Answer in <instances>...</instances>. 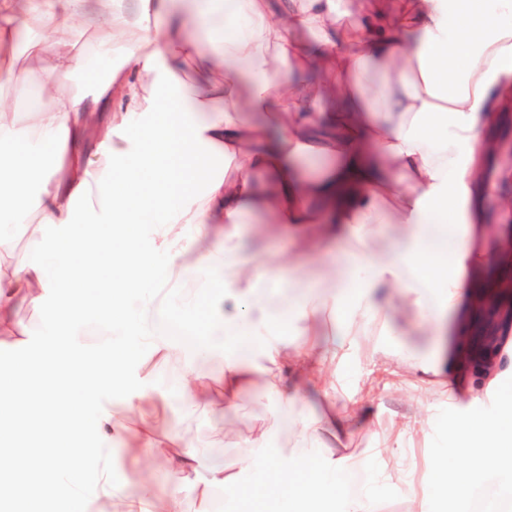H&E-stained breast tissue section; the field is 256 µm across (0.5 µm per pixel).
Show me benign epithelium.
Returning a JSON list of instances; mask_svg holds the SVG:
<instances>
[{
  "label": "benign epithelium",
  "mask_w": 512,
  "mask_h": 512,
  "mask_svg": "<svg viewBox=\"0 0 512 512\" xmlns=\"http://www.w3.org/2000/svg\"><path fill=\"white\" fill-rule=\"evenodd\" d=\"M499 238L492 234V264L482 271L483 285L466 307L455 342L458 369L475 384L500 368L503 346L512 337V260L501 257Z\"/></svg>",
  "instance_id": "7a95c632"
}]
</instances>
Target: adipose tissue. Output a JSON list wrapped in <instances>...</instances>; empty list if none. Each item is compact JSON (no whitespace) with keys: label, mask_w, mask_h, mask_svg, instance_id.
<instances>
[{"label":"adipose tissue","mask_w":512,"mask_h":512,"mask_svg":"<svg viewBox=\"0 0 512 512\" xmlns=\"http://www.w3.org/2000/svg\"><path fill=\"white\" fill-rule=\"evenodd\" d=\"M499 2L494 13L484 0H93L90 22L81 0H0V45L22 39L30 55L53 59L40 86L50 107L21 122L0 98V213L35 246L17 262L15 236H0V339L25 335L18 303L49 300L66 337L0 377L11 410L0 415V499L21 484L28 512L72 505L63 476L93 457L95 497L112 502V444L125 423L104 410L90 427L85 412L126 390L129 358L74 340L86 315L114 322L123 292L143 285L137 332L155 355L190 368L228 350L218 388L191 390L185 411L234 408L256 377L271 415H286L306 383L326 404L317 426L298 429L324 448L321 473L305 471L271 429L251 437L268 470L262 491L240 470L204 466L180 433L162 441L141 425V447L192 479L204 503L219 489L246 499L247 512H311L332 495L344 512H381L374 493L350 497L328 479L351 465L342 449L362 399L337 408L326 373L335 352L288 346L278 329L342 308L385 327L399 299L426 335H446L484 264L491 96L512 90V0ZM117 46L124 67L94 77ZM315 69L326 80L309 92L282 81ZM298 157L331 164L304 179ZM259 213L299 237L340 242L332 294L294 257L256 274L243 240ZM176 275L224 280L223 314L187 351L148 323L163 302L186 303L169 287ZM291 283L296 295L281 300ZM454 431L429 473L440 499L466 500L473 468L512 473V391L492 418Z\"/></svg>","instance_id":"adipose-tissue-1"}]
</instances>
